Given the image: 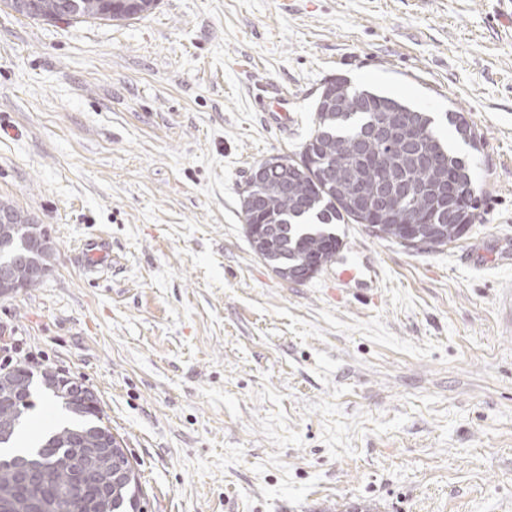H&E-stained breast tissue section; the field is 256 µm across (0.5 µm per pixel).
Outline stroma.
Segmentation results:
<instances>
[{
  "label": "stroma",
  "mask_w": 512,
  "mask_h": 512,
  "mask_svg": "<svg viewBox=\"0 0 512 512\" xmlns=\"http://www.w3.org/2000/svg\"><path fill=\"white\" fill-rule=\"evenodd\" d=\"M337 78L426 112L480 197L436 250L338 225L375 291L282 279L241 212ZM1 202L56 255L0 298V340L94 392L144 512H512V30L489 0H158L110 24L0 5ZM99 236L104 271L81 252Z\"/></svg>",
  "instance_id": "1"
}]
</instances>
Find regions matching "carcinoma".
<instances>
[{"instance_id":"obj_1","label":"carcinoma","mask_w":512,"mask_h":512,"mask_svg":"<svg viewBox=\"0 0 512 512\" xmlns=\"http://www.w3.org/2000/svg\"><path fill=\"white\" fill-rule=\"evenodd\" d=\"M77 3L80 9L75 14L66 9L68 0H41L40 19L53 21L69 18L103 22L126 19V12L109 0H77ZM386 102L394 104L396 108V111L387 113V119L392 122L400 120L402 113L410 110V106L392 97L370 90H358L342 79L326 83L318 97L313 133L298 160L286 158L295 168L286 166L267 171L263 186L257 190L260 209L256 212L242 210L247 225L259 224L267 216L279 221L271 244L261 256L281 278L292 279V272L312 253L322 254L326 263L332 260L336 252L327 250L326 242L332 240L338 246L340 239L332 231L331 225L350 221L368 223L369 218L356 215L348 209L338 187L356 178L372 191L384 176L386 164L362 167L357 164L356 155L365 144L364 137L370 128L372 113ZM420 129L423 138L440 150L438 159L443 170H448L450 165L460 169L463 191L468 202L465 213L446 222L444 241L436 243V246L441 247L462 237L460 224L473 223L478 198L469 169L450 148L437 141L432 120L426 114L423 115ZM310 150L323 164L333 166L332 180L324 182L316 178L307 167L306 157ZM403 174L414 185H422L433 177L432 172L413 165L406 166ZM284 182L291 186L286 193L281 190ZM17 215L19 230L12 241L6 244L0 241V261H13L23 256L29 264L40 263L52 267L55 249L40 253L31 251L30 236L27 234L30 227L23 212L19 211ZM371 235L396 242L400 237V227L391 223V218L387 217L379 221ZM33 386L34 374L23 365L11 372L9 377L0 378V422L12 421L16 423V428H21L28 412L35 406ZM67 412L70 415L69 422L52 429L36 443V447L44 449L40 458V469L45 474L43 494L57 500L58 509L55 512H66V491L71 480V475L62 468V461L75 458L85 467H94L96 460L88 456L86 449L98 447L95 439L110 431L101 417V411L97 409L69 405ZM16 437L14 433L7 442L0 443V449H8V452L0 454V486L8 483L14 462L27 456V452L14 447ZM77 437L84 438L86 444L80 448L74 447V439ZM132 495L133 492L127 488L112 490V499L106 502L100 512H127V508L131 507Z\"/></svg>"}]
</instances>
